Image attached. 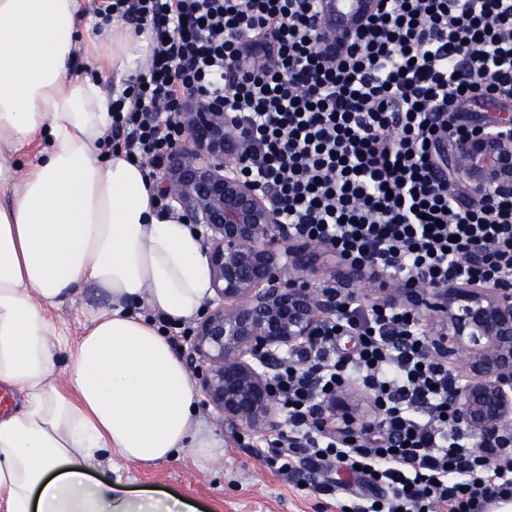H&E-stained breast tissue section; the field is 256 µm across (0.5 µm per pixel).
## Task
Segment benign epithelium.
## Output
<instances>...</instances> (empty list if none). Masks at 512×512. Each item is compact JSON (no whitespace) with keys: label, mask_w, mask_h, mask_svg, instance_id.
Wrapping results in <instances>:
<instances>
[{"label":"benign epithelium","mask_w":512,"mask_h":512,"mask_svg":"<svg viewBox=\"0 0 512 512\" xmlns=\"http://www.w3.org/2000/svg\"><path fill=\"white\" fill-rule=\"evenodd\" d=\"M327 57L347 48L359 18L324 0L311 19ZM179 140L157 168L159 196L204 230L215 298L195 323L191 367L224 424L271 427L278 401L273 378L286 349L307 351L324 322L361 300V262L329 270L322 286L303 274L328 251L279 221V202L240 171L247 136L224 100L195 96L178 113ZM458 182L476 196L493 188L512 195V119L489 123L453 146ZM378 301L406 307L427 326L424 353L445 364L462 359L466 383L451 389L458 424L485 447L512 431V292L492 286H448L394 278ZM346 388L329 396L324 412L351 413Z\"/></svg>","instance_id":"7a95c632"}]
</instances>
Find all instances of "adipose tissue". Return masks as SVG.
<instances>
[{"label": "adipose tissue", "instance_id": "adipose-tissue-1", "mask_svg": "<svg viewBox=\"0 0 512 512\" xmlns=\"http://www.w3.org/2000/svg\"><path fill=\"white\" fill-rule=\"evenodd\" d=\"M97 22L80 0H0V384L20 396L0 417L7 512H185L171 495L129 494L113 457L205 470L221 456L184 361L144 317L199 315L201 241L160 215L139 163L100 149L103 78L136 75L152 35ZM79 57L96 76L71 75ZM36 140L38 162L19 172ZM78 300L86 330L71 346L48 312Z\"/></svg>", "mask_w": 512, "mask_h": 512}]
</instances>
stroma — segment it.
<instances>
[{"label":"stroma","mask_w":512,"mask_h":512,"mask_svg":"<svg viewBox=\"0 0 512 512\" xmlns=\"http://www.w3.org/2000/svg\"><path fill=\"white\" fill-rule=\"evenodd\" d=\"M198 412L223 440L224 455L202 470L188 460L155 464L121 463L120 473L133 490L175 493L199 512H340L352 496H333L300 486L281 475L270 458L257 457L251 442L255 428L224 426L207 400Z\"/></svg>","instance_id":"obj_1"}]
</instances>
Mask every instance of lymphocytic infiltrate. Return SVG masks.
<instances>
[{
    "mask_svg": "<svg viewBox=\"0 0 512 512\" xmlns=\"http://www.w3.org/2000/svg\"><path fill=\"white\" fill-rule=\"evenodd\" d=\"M318 0H95L103 23L150 27L147 67L115 100L104 140L143 167L176 141L178 106L223 99L248 133L242 170L273 188L280 221L369 280L512 288V196L473 202L438 163L474 125L463 112L512 100V0H382L333 60L308 19ZM253 45L273 66H229ZM352 344L341 351V340ZM418 316L353 302L309 352L283 358L275 388L284 425L261 439L281 474L345 469L367 486L350 512H488L512 499V447L479 452L447 408L462 372L426 359ZM368 390L380 417L337 437L323 411L343 386Z\"/></svg>",
    "mask_w": 512,
    "mask_h": 512,
    "instance_id": "f902f5d3",
    "label": "lymphocytic infiltrate"
}]
</instances>
